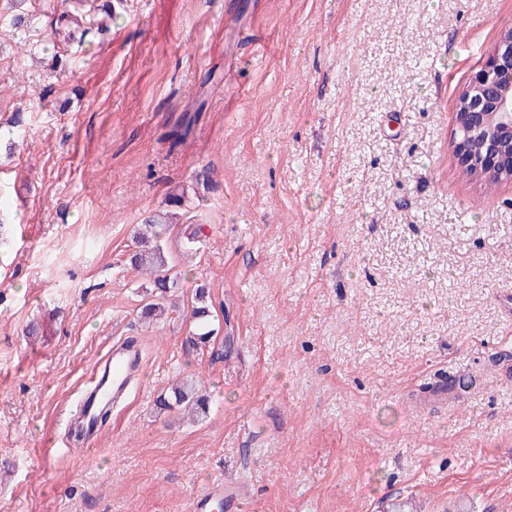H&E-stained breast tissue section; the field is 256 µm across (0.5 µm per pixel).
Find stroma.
I'll return each mask as SVG.
<instances>
[{
  "label": "stroma",
  "instance_id": "stroma-1",
  "mask_svg": "<svg viewBox=\"0 0 512 512\" xmlns=\"http://www.w3.org/2000/svg\"><path fill=\"white\" fill-rule=\"evenodd\" d=\"M102 3L0 0V512H193L213 485L212 512H512V182L454 153L512 0ZM175 194L186 278L148 324L130 258ZM129 336L145 378L80 445ZM186 376L195 422L158 405ZM206 288L200 286L196 289L194 304L190 312L191 333L188 342L192 346L208 344L216 334L212 311L207 300Z\"/></svg>",
  "mask_w": 512,
  "mask_h": 512
}]
</instances>
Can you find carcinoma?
Instances as JSON below:
<instances>
[{"mask_svg": "<svg viewBox=\"0 0 512 512\" xmlns=\"http://www.w3.org/2000/svg\"><path fill=\"white\" fill-rule=\"evenodd\" d=\"M170 219L168 213H158L149 218L147 227L152 236L139 237L141 249L131 257L134 269L153 278L156 301L143 306L142 314L148 317L162 316L166 309L161 300L180 284L181 273L170 265L166 252L160 244V238L166 231ZM191 333L188 342L194 346L208 344L216 334L214 320L207 300L206 288L196 289L194 304L190 312ZM160 405L169 410L188 409L196 415L208 411V399L200 386L191 377L176 382L167 396L160 399Z\"/></svg>", "mask_w": 512, "mask_h": 512, "instance_id": "obj_1", "label": "carcinoma"}]
</instances>
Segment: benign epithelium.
Wrapping results in <instances>:
<instances>
[{"instance_id": "obj_1", "label": "benign epithelium", "mask_w": 512, "mask_h": 512, "mask_svg": "<svg viewBox=\"0 0 512 512\" xmlns=\"http://www.w3.org/2000/svg\"><path fill=\"white\" fill-rule=\"evenodd\" d=\"M454 152L464 172L512 180V29L473 73L455 112Z\"/></svg>"}]
</instances>
